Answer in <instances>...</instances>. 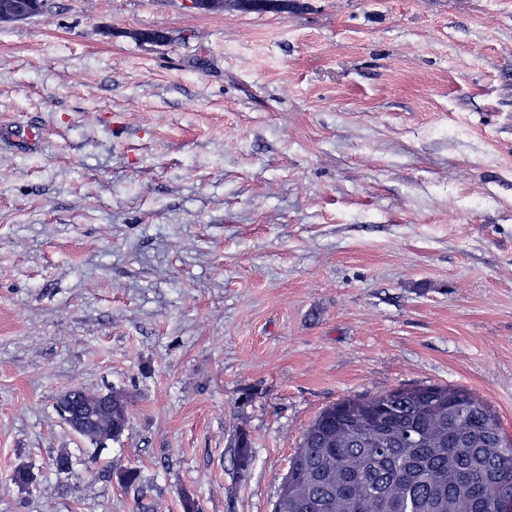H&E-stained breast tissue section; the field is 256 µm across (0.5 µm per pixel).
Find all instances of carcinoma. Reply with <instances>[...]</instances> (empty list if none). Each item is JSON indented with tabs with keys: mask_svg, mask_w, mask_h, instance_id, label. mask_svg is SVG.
Listing matches in <instances>:
<instances>
[{
	"mask_svg": "<svg viewBox=\"0 0 512 512\" xmlns=\"http://www.w3.org/2000/svg\"><path fill=\"white\" fill-rule=\"evenodd\" d=\"M70 403L95 410L83 438L104 449L124 434L122 389L75 388ZM251 438L237 435L246 472ZM512 498V441L480 396L464 388L415 385L344 398L305 430L272 512H505Z\"/></svg>",
	"mask_w": 512,
	"mask_h": 512,
	"instance_id": "1",
	"label": "carcinoma"
}]
</instances>
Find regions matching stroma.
I'll use <instances>...</instances> for the list:
<instances>
[{
	"label": "stroma",
	"mask_w": 512,
	"mask_h": 512,
	"mask_svg": "<svg viewBox=\"0 0 512 512\" xmlns=\"http://www.w3.org/2000/svg\"><path fill=\"white\" fill-rule=\"evenodd\" d=\"M419 384L512 438V0L0 27V512H272L320 410ZM112 387L96 453L54 402ZM68 396L70 403L95 410L94 424L81 437L89 441L95 451L122 437L128 425L130 406L124 390L111 388L107 393H100L75 388Z\"/></svg>",
	"instance_id": "35a3bbf8"
}]
</instances>
